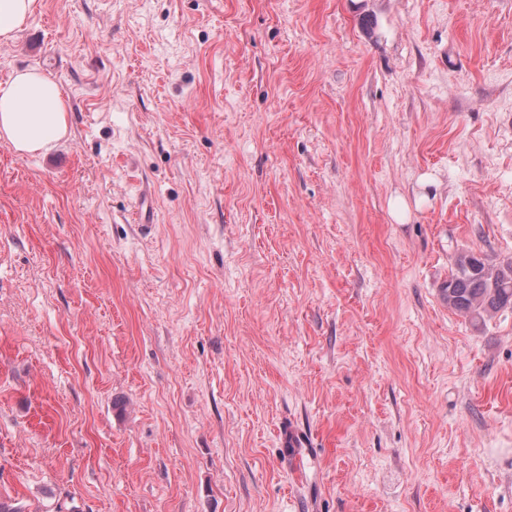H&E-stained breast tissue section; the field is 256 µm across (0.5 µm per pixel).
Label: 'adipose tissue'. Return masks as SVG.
<instances>
[{
	"instance_id": "ef3b65f1",
	"label": "adipose tissue",
	"mask_w": 512,
	"mask_h": 512,
	"mask_svg": "<svg viewBox=\"0 0 512 512\" xmlns=\"http://www.w3.org/2000/svg\"><path fill=\"white\" fill-rule=\"evenodd\" d=\"M69 112L61 85L37 68L14 71L0 85V139L17 152L49 150L67 134Z\"/></svg>"
}]
</instances>
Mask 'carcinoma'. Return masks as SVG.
<instances>
[{"label": "carcinoma", "instance_id": "obj_1", "mask_svg": "<svg viewBox=\"0 0 512 512\" xmlns=\"http://www.w3.org/2000/svg\"><path fill=\"white\" fill-rule=\"evenodd\" d=\"M441 293L450 308L479 327L502 309L512 308V260L493 263L472 252H461Z\"/></svg>", "mask_w": 512, "mask_h": 512}]
</instances>
